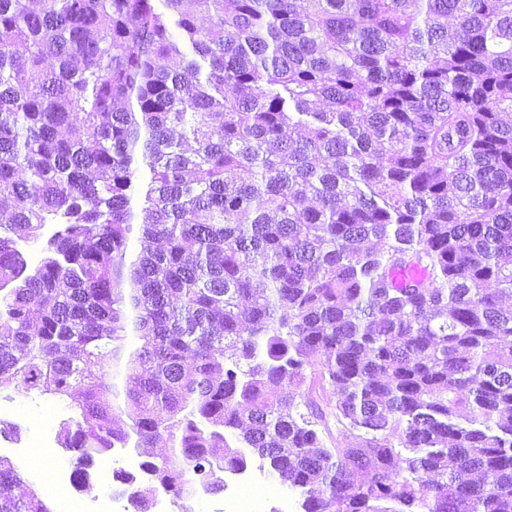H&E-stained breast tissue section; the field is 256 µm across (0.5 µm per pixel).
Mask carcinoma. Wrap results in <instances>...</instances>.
I'll list each match as a JSON object with an SVG mask.
<instances>
[{
	"instance_id": "obj_1",
	"label": "carcinoma",
	"mask_w": 512,
	"mask_h": 512,
	"mask_svg": "<svg viewBox=\"0 0 512 512\" xmlns=\"http://www.w3.org/2000/svg\"><path fill=\"white\" fill-rule=\"evenodd\" d=\"M507 296L512 0H0V379L80 390L74 487L164 435L133 512L253 461L300 512H512Z\"/></svg>"
}]
</instances>
